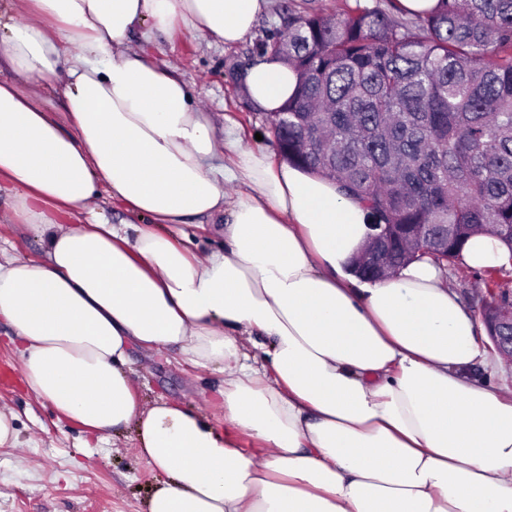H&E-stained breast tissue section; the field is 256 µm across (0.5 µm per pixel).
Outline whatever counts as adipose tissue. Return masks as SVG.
I'll return each mask as SVG.
<instances>
[{"mask_svg": "<svg viewBox=\"0 0 512 512\" xmlns=\"http://www.w3.org/2000/svg\"><path fill=\"white\" fill-rule=\"evenodd\" d=\"M268 6L0 5V181L42 252L0 247L22 386L91 437L135 428L165 475L144 512H512V396L468 377L483 352L444 270L359 279L351 262L372 233L360 201L223 143L174 67L132 44L181 27L232 45ZM242 82L272 113L298 77L267 55ZM104 193L150 226L105 221ZM214 215L224 245L203 255L160 231ZM136 347L218 365L224 420L259 452L177 401L142 403Z\"/></svg>", "mask_w": 512, "mask_h": 512, "instance_id": "adipose-tissue-1", "label": "adipose tissue"}]
</instances>
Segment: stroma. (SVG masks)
Wrapping results in <instances>:
<instances>
[{
    "instance_id": "1",
    "label": "stroma",
    "mask_w": 512,
    "mask_h": 512,
    "mask_svg": "<svg viewBox=\"0 0 512 512\" xmlns=\"http://www.w3.org/2000/svg\"><path fill=\"white\" fill-rule=\"evenodd\" d=\"M346 0H271L253 31L239 44L224 45L196 38L180 30L174 38L157 36L143 48L156 59L177 68L195 102L216 117L218 136L234 131L244 145L261 146L276 154L268 117L245 96L232 76L235 65L246 64L256 47L280 30L288 11L314 8L333 16ZM461 303L473 319H480L486 297L478 273L462 265L448 271ZM11 330L0 318V405L17 416L19 448H0V512H143L150 487L159 474L137 456L133 428L110 434L88 448L78 425L59 419L54 407L28 396L20 383V359L9 343ZM129 366L141 375L144 402L164 397L184 403L206 415L221 432L243 448L254 441L224 421L214 400L222 374L161 352L145 356L132 351Z\"/></svg>"
}]
</instances>
